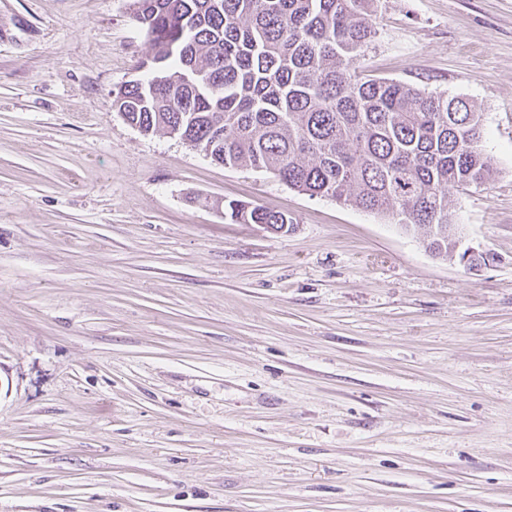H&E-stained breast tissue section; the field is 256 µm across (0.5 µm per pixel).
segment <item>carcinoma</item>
Returning <instances> with one entry per match:
<instances>
[{
	"label": "carcinoma",
	"instance_id": "1",
	"mask_svg": "<svg viewBox=\"0 0 512 512\" xmlns=\"http://www.w3.org/2000/svg\"><path fill=\"white\" fill-rule=\"evenodd\" d=\"M153 76L112 108L145 134L178 136L226 167L269 172L311 197L422 231L453 256L449 190L486 184L481 113L467 99L349 73L376 35L374 0H135ZM224 217L288 231L293 218L229 200Z\"/></svg>",
	"mask_w": 512,
	"mask_h": 512
}]
</instances>
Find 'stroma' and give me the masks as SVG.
I'll list each match as a JSON object with an SVG mask.
<instances>
[{"instance_id": "stroma-1", "label": "stroma", "mask_w": 512, "mask_h": 512, "mask_svg": "<svg viewBox=\"0 0 512 512\" xmlns=\"http://www.w3.org/2000/svg\"><path fill=\"white\" fill-rule=\"evenodd\" d=\"M133 2L0 0V512H512V0H375L350 68L481 112L473 269L128 124ZM224 218L238 224H264L277 232H288L293 225V218L288 213L238 200L225 201Z\"/></svg>"}]
</instances>
